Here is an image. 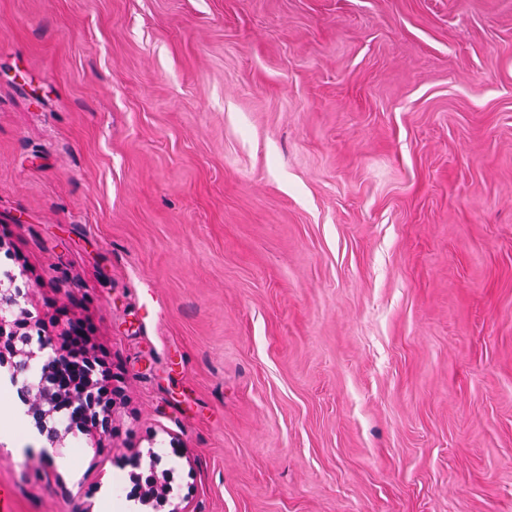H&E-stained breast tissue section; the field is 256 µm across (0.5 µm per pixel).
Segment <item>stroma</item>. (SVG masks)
Listing matches in <instances>:
<instances>
[{"label": "stroma", "instance_id": "stroma-1", "mask_svg": "<svg viewBox=\"0 0 512 512\" xmlns=\"http://www.w3.org/2000/svg\"><path fill=\"white\" fill-rule=\"evenodd\" d=\"M1 264L115 404L10 512H512V0H0Z\"/></svg>", "mask_w": 512, "mask_h": 512}]
</instances>
